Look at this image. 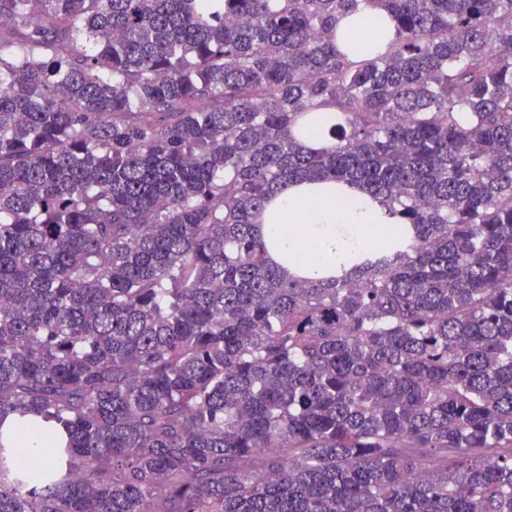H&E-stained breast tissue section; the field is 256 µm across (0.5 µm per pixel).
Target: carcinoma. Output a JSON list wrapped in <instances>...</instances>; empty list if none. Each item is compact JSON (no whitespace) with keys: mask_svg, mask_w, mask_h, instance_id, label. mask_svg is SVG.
Instances as JSON below:
<instances>
[{"mask_svg":"<svg viewBox=\"0 0 512 512\" xmlns=\"http://www.w3.org/2000/svg\"><path fill=\"white\" fill-rule=\"evenodd\" d=\"M366 2L0 0V512H512V0ZM270 206L261 234L272 258L292 274L299 267L336 269L351 254L382 244L390 224L401 223L385 218L364 190L336 182L294 183Z\"/></svg>","mask_w":512,"mask_h":512,"instance_id":"1","label":"carcinoma"}]
</instances>
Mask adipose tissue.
<instances>
[{
    "label": "adipose tissue",
    "mask_w": 512,
    "mask_h": 512,
    "mask_svg": "<svg viewBox=\"0 0 512 512\" xmlns=\"http://www.w3.org/2000/svg\"><path fill=\"white\" fill-rule=\"evenodd\" d=\"M261 234L287 272L333 269L353 253L380 245L391 221L368 194L333 182L295 183L275 194Z\"/></svg>",
    "instance_id": "ef3b65f1"
}]
</instances>
